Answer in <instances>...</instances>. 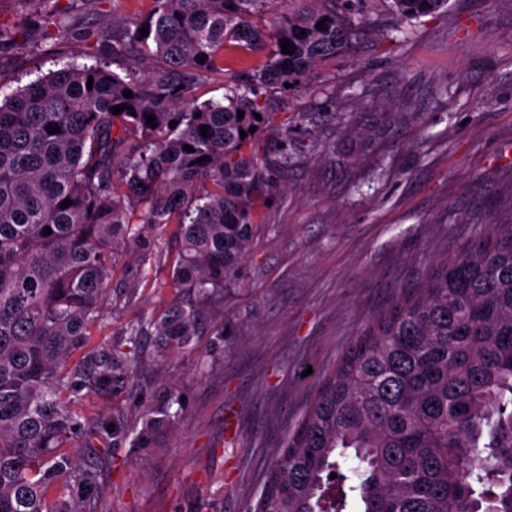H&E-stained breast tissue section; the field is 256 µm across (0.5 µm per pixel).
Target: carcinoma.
Here are the masks:
<instances>
[{
	"label": "carcinoma",
	"mask_w": 512,
	"mask_h": 512,
	"mask_svg": "<svg viewBox=\"0 0 512 512\" xmlns=\"http://www.w3.org/2000/svg\"><path fill=\"white\" fill-rule=\"evenodd\" d=\"M316 2L295 0L270 39L256 19L271 0H153L112 41L122 72L66 63L0 98V512H79L76 496L96 490L98 464L79 468L65 450L80 451L81 429L71 407L81 371L67 364L78 352L95 359L94 383L107 387L136 361L90 345L118 253L142 267L162 256L149 227L174 225L170 280L186 299L140 314L125 335L194 340L203 306L247 253L254 200L293 162L285 147L271 159L242 147L278 111L284 83L305 82L358 36ZM393 8L418 19L448 0ZM284 39L294 53H282ZM231 44L267 51L266 63L224 83V102L197 103L193 89L224 71ZM169 417L168 405L156 411L141 438ZM353 502L358 512H512V224L433 262L366 326L288 431L254 512Z\"/></svg>",
	"instance_id": "cac0c4a2"
}]
</instances>
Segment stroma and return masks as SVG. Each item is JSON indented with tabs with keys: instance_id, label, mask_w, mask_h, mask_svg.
Returning <instances> with one entry per match:
<instances>
[{
	"instance_id": "1",
	"label": "stroma",
	"mask_w": 512,
	"mask_h": 512,
	"mask_svg": "<svg viewBox=\"0 0 512 512\" xmlns=\"http://www.w3.org/2000/svg\"><path fill=\"white\" fill-rule=\"evenodd\" d=\"M152 0H0V89L12 92L69 61L112 58L129 14ZM67 18L59 35L49 15ZM361 32L323 60L254 145L289 138L296 159L262 198L249 250L185 348L130 342L140 313L162 315L175 248L142 268L120 258L103 348L139 362L111 387H87L79 463L101 479L82 512H248L278 447L319 382L431 261L458 252L488 223L512 221V0H449L402 23L392 0H358ZM224 50V71L193 92L222 100L224 80L264 64ZM177 416L142 440L148 414ZM121 418L125 433L101 432Z\"/></svg>"
}]
</instances>
